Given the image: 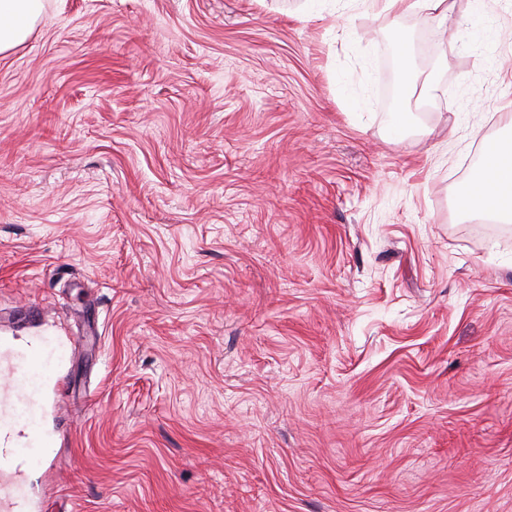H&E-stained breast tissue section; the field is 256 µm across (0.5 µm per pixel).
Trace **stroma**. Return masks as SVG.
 I'll return each instance as SVG.
<instances>
[{
	"label": "stroma",
	"mask_w": 512,
	"mask_h": 512,
	"mask_svg": "<svg viewBox=\"0 0 512 512\" xmlns=\"http://www.w3.org/2000/svg\"><path fill=\"white\" fill-rule=\"evenodd\" d=\"M450 4L44 0L0 54V337L73 342L33 512H512V223L458 203L512 0ZM371 2L387 13L415 12L431 20L446 17L448 13L446 0H371Z\"/></svg>",
	"instance_id": "1"
}]
</instances>
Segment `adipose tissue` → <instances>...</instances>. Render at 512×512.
Returning a JSON list of instances; mask_svg holds the SVG:
<instances>
[{
  "instance_id": "1",
  "label": "adipose tissue",
  "mask_w": 512,
  "mask_h": 512,
  "mask_svg": "<svg viewBox=\"0 0 512 512\" xmlns=\"http://www.w3.org/2000/svg\"><path fill=\"white\" fill-rule=\"evenodd\" d=\"M43 9L42 0H0V53L28 39ZM465 210L491 213L504 224L512 222V139L498 140L477 181L463 187Z\"/></svg>"
}]
</instances>
